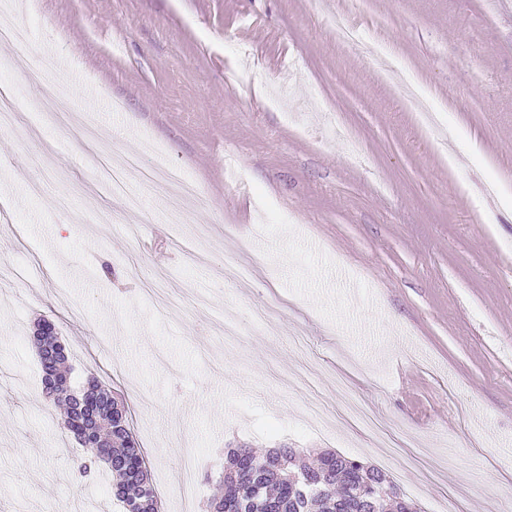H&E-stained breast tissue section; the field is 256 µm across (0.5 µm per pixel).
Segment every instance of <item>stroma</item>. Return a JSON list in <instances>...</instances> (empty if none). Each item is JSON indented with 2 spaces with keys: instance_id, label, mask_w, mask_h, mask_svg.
<instances>
[{
  "instance_id": "stroma-1",
  "label": "stroma",
  "mask_w": 512,
  "mask_h": 512,
  "mask_svg": "<svg viewBox=\"0 0 512 512\" xmlns=\"http://www.w3.org/2000/svg\"><path fill=\"white\" fill-rule=\"evenodd\" d=\"M339 14L367 51L337 42ZM10 19L32 36L0 131V512H123L111 473L74 476L43 318L73 385L124 394L170 512H203L238 446L364 461L422 512H512V0H16ZM51 65L91 138L41 114ZM92 138L181 169L201 202L172 224L161 186L114 194ZM389 79L398 81L403 89L404 95L414 103L420 121L428 125H437L436 111L426 98L418 91L416 86L404 78L400 71L393 67H387Z\"/></svg>"
}]
</instances>
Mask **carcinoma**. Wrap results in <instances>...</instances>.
I'll return each instance as SVG.
<instances>
[{
    "instance_id": "obj_1",
    "label": "carcinoma",
    "mask_w": 512,
    "mask_h": 512,
    "mask_svg": "<svg viewBox=\"0 0 512 512\" xmlns=\"http://www.w3.org/2000/svg\"><path fill=\"white\" fill-rule=\"evenodd\" d=\"M98 396L112 406L103 426L104 447L80 459L81 477L101 470L112 474L115 495L125 512H156L158 501L141 448L130 430L124 400L96 382ZM54 400L65 406V419L76 412L71 383ZM221 491L210 496L205 512H268L269 501L282 512H419L418 505L396 491L385 472L333 452L305 459L294 450H270L257 456L245 447L225 456Z\"/></svg>"
}]
</instances>
